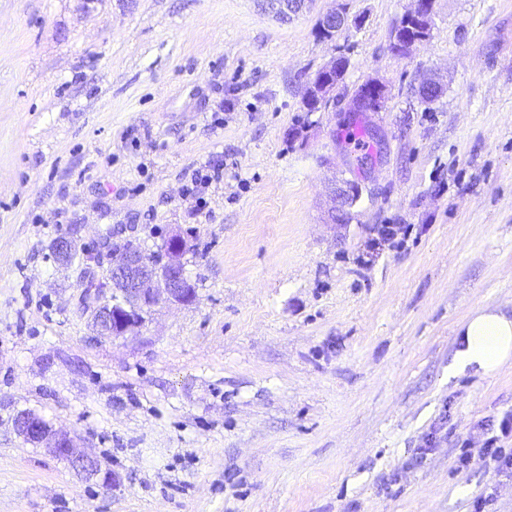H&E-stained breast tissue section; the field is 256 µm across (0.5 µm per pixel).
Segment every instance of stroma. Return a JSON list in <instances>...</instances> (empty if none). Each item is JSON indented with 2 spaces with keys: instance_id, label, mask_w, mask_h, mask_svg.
I'll list each match as a JSON object with an SVG mask.
<instances>
[{
  "instance_id": "35a3bbf8",
  "label": "stroma",
  "mask_w": 512,
  "mask_h": 512,
  "mask_svg": "<svg viewBox=\"0 0 512 512\" xmlns=\"http://www.w3.org/2000/svg\"><path fill=\"white\" fill-rule=\"evenodd\" d=\"M410 2L309 0L284 22L258 0H0V512H469L486 491L512 512L480 454L512 364L448 373L460 323L512 309V0H434L430 38L396 55ZM337 6L362 25L319 38ZM371 79L388 98L358 150L347 107ZM209 163L204 216L185 188ZM343 181L359 195L334 224ZM105 232L151 251L185 234L195 302L94 335ZM23 410L119 485L23 443ZM343 70L344 62L342 58L334 57L323 69L324 73L319 77L315 75L308 83L304 100L316 104V112L320 111L322 108H326ZM336 73L338 74V78H336Z\"/></svg>"
}]
</instances>
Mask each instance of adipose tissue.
<instances>
[{
	"instance_id": "ef3b65f1",
	"label": "adipose tissue",
	"mask_w": 512,
	"mask_h": 512,
	"mask_svg": "<svg viewBox=\"0 0 512 512\" xmlns=\"http://www.w3.org/2000/svg\"><path fill=\"white\" fill-rule=\"evenodd\" d=\"M461 334L451 373L472 369L491 375L512 361V316L502 310L491 306L476 309L464 321Z\"/></svg>"
}]
</instances>
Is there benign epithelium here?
Returning a JSON list of instances; mask_svg holds the SVG:
<instances>
[{
	"label": "benign epithelium",
	"mask_w": 512,
	"mask_h": 512,
	"mask_svg": "<svg viewBox=\"0 0 512 512\" xmlns=\"http://www.w3.org/2000/svg\"><path fill=\"white\" fill-rule=\"evenodd\" d=\"M280 17L299 12L304 0H269ZM433 0H414L410 5V15L404 21L412 22L420 28L415 41L423 42L430 38L431 12ZM361 24L362 19H349L345 9H333L323 14L320 30L327 36L339 35L351 23ZM344 70L342 58H333L324 68V73L308 83L305 100L316 105L317 109L327 106L332 92L336 89V75ZM366 88L373 92L374 102L363 97L352 99L348 111L357 116L376 112L388 98L387 86L379 81L367 83ZM356 186L345 181L332 188V222H341L346 208L356 199ZM187 249V240L179 233L171 235L161 248V253L151 258L142 246L129 242L109 248L110 262L107 269V283L94 289L92 302L88 305L91 325L102 337L124 338L137 336L145 326L154 308L168 305H190L196 300V289L186 275L182 256ZM56 261L70 265L78 255V246L69 236H62L53 243ZM13 429L26 444L40 445L56 458L67 461L85 478L94 480L106 489L117 486L118 477L98 465V460L85 454L64 432L53 428L42 417L30 411H20L13 417Z\"/></svg>",
	"instance_id": "1"
}]
</instances>
